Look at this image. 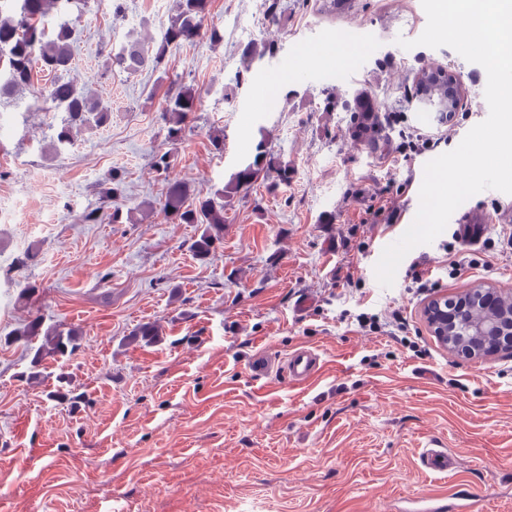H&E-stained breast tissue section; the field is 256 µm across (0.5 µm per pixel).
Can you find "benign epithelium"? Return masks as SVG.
<instances>
[{"label":"benign epithelium","instance_id":"obj_1","mask_svg":"<svg viewBox=\"0 0 512 512\" xmlns=\"http://www.w3.org/2000/svg\"><path fill=\"white\" fill-rule=\"evenodd\" d=\"M421 87V104L429 111L452 113L459 107L463 88L453 73H443L439 78L424 81ZM473 298L481 301L484 308L483 316L478 319L467 318ZM499 299L500 295L491 291L476 293L469 289L461 297L459 306L451 313L448 312L447 297L431 300L425 310L426 318L433 335L444 346L451 339L452 328L459 323L467 324L471 335L484 339L479 347L458 343L455 352L461 357L478 359L502 351L512 352V311L501 310L498 307Z\"/></svg>","mask_w":512,"mask_h":512}]
</instances>
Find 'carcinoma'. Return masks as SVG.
I'll return each instance as SVG.
<instances>
[{"label":"carcinoma","instance_id":"cac0c4a2","mask_svg":"<svg viewBox=\"0 0 512 512\" xmlns=\"http://www.w3.org/2000/svg\"><path fill=\"white\" fill-rule=\"evenodd\" d=\"M88 4V0H0V99L12 96L16 91L32 83L33 64L56 76L47 90V98L55 108L65 112V119L56 128L52 138L55 150L71 145L74 133L82 128L102 127L112 120V108L72 81L60 74L72 65V42L75 35V19L71 18L70 6ZM210 0H177V7L162 39L145 43L135 39L119 51L107 54V67L134 76L147 68L158 70L165 64L169 50L183 42L207 40L220 43L224 35L216 28L204 27ZM198 95L187 86L169 91L162 104V120L166 130L165 139L176 145L182 140L186 127L197 109ZM351 122L355 138L379 149L390 140L387 125L381 118L382 109L376 99L364 90L353 94ZM276 173L282 184L288 183L290 165L266 152L263 143H258L253 161L238 171L228 188L218 189L203 196L185 183L168 187L162 211L176 224H198L200 234L193 243L195 254L206 258L215 253L224 241V197L230 190L248 189L259 177ZM122 174L112 172L109 186L99 189L101 197L111 200L121 195ZM130 223L133 211H123L116 206L109 210L92 208L81 216L84 224ZM19 335L28 339L42 338L34 349L31 360V377L45 356H64L75 350L78 333L73 329L49 328L42 330L39 319L31 320ZM159 339V329L154 324L140 326L133 340L152 344Z\"/></svg>","mask_w":512,"mask_h":512}]
</instances>
